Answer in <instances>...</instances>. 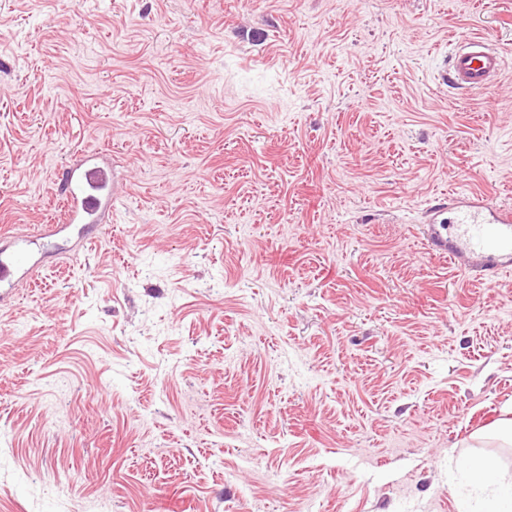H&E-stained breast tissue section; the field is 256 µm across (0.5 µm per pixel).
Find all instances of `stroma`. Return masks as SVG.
I'll use <instances>...</instances> for the list:
<instances>
[{
	"label": "stroma",
	"mask_w": 512,
	"mask_h": 512,
	"mask_svg": "<svg viewBox=\"0 0 512 512\" xmlns=\"http://www.w3.org/2000/svg\"><path fill=\"white\" fill-rule=\"evenodd\" d=\"M488 37L495 85L442 83ZM0 512H482L512 272L429 253L448 193L512 204V0H0ZM68 224H102L112 213L110 169L95 154L83 155L68 170ZM28 242V240H11L6 242L4 249L0 251V296L2 298L8 294L10 288H13L15 282L27 273L20 259L15 261L12 257L5 255V250L11 247L21 257L27 249ZM470 477L475 485L483 488L498 485L500 478L497 467L490 466L486 459L470 464Z\"/></svg>",
	"instance_id": "obj_1"
}]
</instances>
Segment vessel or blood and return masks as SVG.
I'll list each match as a JSON object with an SVG mask.
<instances>
[{
    "label": "vessel or blood",
    "mask_w": 512,
    "mask_h": 512,
    "mask_svg": "<svg viewBox=\"0 0 512 512\" xmlns=\"http://www.w3.org/2000/svg\"><path fill=\"white\" fill-rule=\"evenodd\" d=\"M504 61L489 38L469 39L451 58L449 80L461 90L491 86ZM68 224H100L112 212V176L97 155L81 156L68 170ZM424 239L430 253L455 261L468 256L476 261V277L499 276L512 267V205L490 195L454 194L437 200L427 210ZM13 255L0 251V291L9 292L24 276L19 260L26 241L10 243Z\"/></svg>",
    "instance_id": "b4317fda"
}]
</instances>
